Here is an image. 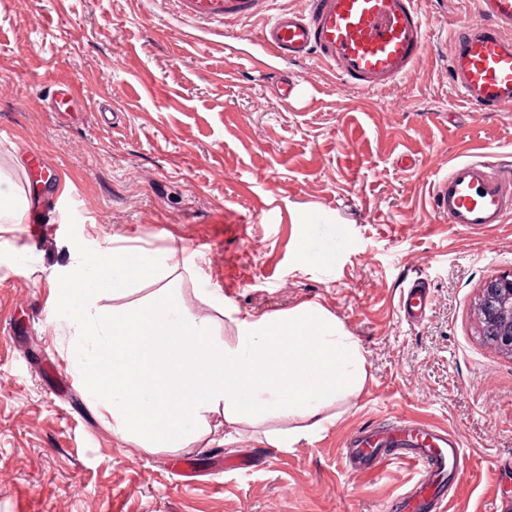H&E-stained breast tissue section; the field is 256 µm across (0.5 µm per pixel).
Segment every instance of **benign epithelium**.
Here are the masks:
<instances>
[{
    "mask_svg": "<svg viewBox=\"0 0 512 512\" xmlns=\"http://www.w3.org/2000/svg\"><path fill=\"white\" fill-rule=\"evenodd\" d=\"M483 340L512 354V273L486 277L475 304Z\"/></svg>",
    "mask_w": 512,
    "mask_h": 512,
    "instance_id": "benign-epithelium-1",
    "label": "benign epithelium"
}]
</instances>
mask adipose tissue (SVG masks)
Instances as JSON below:
<instances>
[{
	"label": "adipose tissue",
	"mask_w": 512,
	"mask_h": 512,
	"mask_svg": "<svg viewBox=\"0 0 512 512\" xmlns=\"http://www.w3.org/2000/svg\"><path fill=\"white\" fill-rule=\"evenodd\" d=\"M167 267L166 255L139 247L84 254L57 296L80 338L69 360L111 414L116 437L184 448L199 441L204 413L217 409L229 425L284 419L322 430L336 421L331 407L363 387L358 341L316 303L233 318L234 334L221 346L211 321L192 315L172 288L109 315L98 308L101 295L123 297Z\"/></svg>",
	"instance_id": "ef3b65f1"
}]
</instances>
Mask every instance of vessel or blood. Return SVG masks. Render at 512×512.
Returning <instances> with one entry per match:
<instances>
[{
  "label": "vessel or blood",
  "mask_w": 512,
  "mask_h": 512,
  "mask_svg": "<svg viewBox=\"0 0 512 512\" xmlns=\"http://www.w3.org/2000/svg\"><path fill=\"white\" fill-rule=\"evenodd\" d=\"M174 15L194 26L221 27L231 20L266 16L254 37L260 56L313 58L331 67L353 92L389 87L414 69L428 46L424 0H305L302 10L268 15L270 0H171ZM483 23L457 27L449 73L463 97L482 111L512 105V0H477ZM435 213L458 230L504 223L512 217V170L468 159L453 165L432 185ZM430 305L429 287L415 279L400 306L420 320ZM358 457L382 446L399 447V460L420 477L402 498V512H432L424 475L443 472L461 455L460 443L445 430L396 419L377 430H363L349 443Z\"/></svg>",
  "instance_id": "b4317fda"
}]
</instances>
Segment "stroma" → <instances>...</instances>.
Wrapping results in <instances>:
<instances>
[{
    "label": "stroma",
    "instance_id": "35a3bbf8",
    "mask_svg": "<svg viewBox=\"0 0 512 512\" xmlns=\"http://www.w3.org/2000/svg\"><path fill=\"white\" fill-rule=\"evenodd\" d=\"M169 0H0V177L29 206L0 226V512H389L416 481L404 461L346 456L394 417L464 450L446 512H512V356L479 334L482 281L512 273V219L439 222L436 177L512 165V106L469 107L448 75L451 34L476 0H428L431 40L393 86L351 93L327 66L280 59L289 104L252 67L253 18L212 33ZM76 89L52 112L51 78ZM173 253L170 282L214 340L237 317L323 306L365 358L333 426L286 450L205 414L189 448L119 440L73 368L56 298L81 254ZM428 282L417 324L403 287Z\"/></svg>",
    "mask_w": 512,
    "mask_h": 512
}]
</instances>
